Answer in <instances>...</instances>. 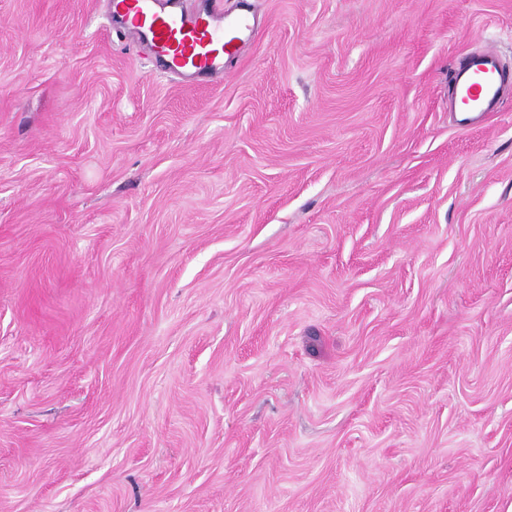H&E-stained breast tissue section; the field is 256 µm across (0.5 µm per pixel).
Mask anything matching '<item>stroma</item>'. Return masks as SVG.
<instances>
[{"instance_id":"1","label":"stroma","mask_w":512,"mask_h":512,"mask_svg":"<svg viewBox=\"0 0 512 512\" xmlns=\"http://www.w3.org/2000/svg\"><path fill=\"white\" fill-rule=\"evenodd\" d=\"M0 0V512H512V0ZM117 1L115 9L129 23L130 35L149 44L161 69L188 80L220 79L224 56L258 34L248 14L229 17L214 7L188 11L181 0H171L177 10L163 13L154 9L153 0ZM451 80L453 92L449 100L454 112H495L501 103L503 67L501 58L494 49H484L480 54L470 57L455 67ZM460 96L467 106L464 111H457L455 103Z\"/></svg>"}]
</instances>
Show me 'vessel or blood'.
Returning <instances> with one entry per match:
<instances>
[{"label":"vessel or blood","instance_id":"vessel-or-blood-1","mask_svg":"<svg viewBox=\"0 0 512 512\" xmlns=\"http://www.w3.org/2000/svg\"><path fill=\"white\" fill-rule=\"evenodd\" d=\"M172 5V12L163 13L155 10L152 0H118L115 9L129 23L131 34L148 42L161 69L186 79H220L225 57L258 34L249 15L230 17L213 7L189 11L182 0H172ZM451 80L454 96L468 111H498L503 67L496 50L470 57L453 69Z\"/></svg>","mask_w":512,"mask_h":512}]
</instances>
